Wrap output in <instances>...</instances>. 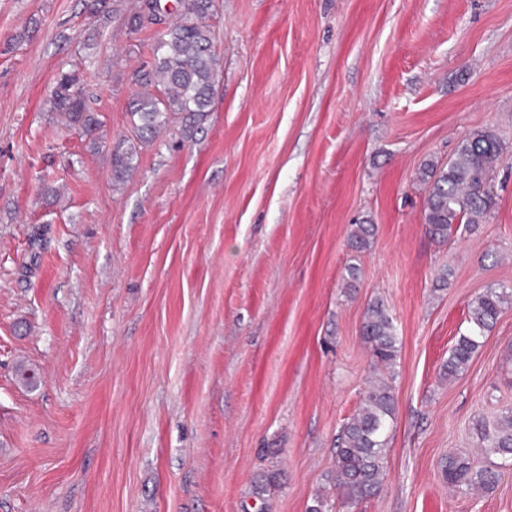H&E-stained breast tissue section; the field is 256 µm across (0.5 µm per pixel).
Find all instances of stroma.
I'll return each instance as SVG.
<instances>
[{
    "label": "stroma",
    "instance_id": "1",
    "mask_svg": "<svg viewBox=\"0 0 512 512\" xmlns=\"http://www.w3.org/2000/svg\"><path fill=\"white\" fill-rule=\"evenodd\" d=\"M90 2L0 0V512H255L272 473L269 512H308L377 372V299L400 342L385 480L331 512H512V467L480 493L441 474L512 408V0H211L209 110L150 142L128 111L158 31L139 0ZM62 71L93 133L53 111ZM485 128L495 206L433 240L420 171ZM489 289L496 324L443 378Z\"/></svg>",
    "mask_w": 512,
    "mask_h": 512
}]
</instances>
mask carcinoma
I'll list each match as a JSON object with an SVG mask.
<instances>
[{
  "instance_id": "carcinoma-1",
  "label": "carcinoma",
  "mask_w": 512,
  "mask_h": 512,
  "mask_svg": "<svg viewBox=\"0 0 512 512\" xmlns=\"http://www.w3.org/2000/svg\"><path fill=\"white\" fill-rule=\"evenodd\" d=\"M211 0H188L176 20L159 33L150 68L139 76V90L130 104V119L143 139H152L178 115L193 122L208 112L218 75V56L206 15ZM52 107L70 127L87 133L96 130L98 118L77 74L61 72L55 79ZM502 154L501 142L490 129L463 139L448 166L427 164L422 171L429 184L424 208L426 232L448 241L456 227L479 224L493 207L492 176ZM134 153L116 152L113 172L117 178L133 168ZM372 225L357 224L350 233L356 251L367 248ZM503 297L488 291L469 304L468 328L458 336L443 365L444 375L464 371L486 334L498 320ZM361 336L374 361L392 368L398 355V336L392 318L380 301L371 302L363 316ZM395 397L385 379L369 383L357 412L345 422L333 448L330 484L341 505L352 508L375 496L381 488L388 432L395 416ZM480 454L488 460L477 466L463 456H448L444 465L448 486L492 490L499 469L512 461V408L480 434Z\"/></svg>"
}]
</instances>
